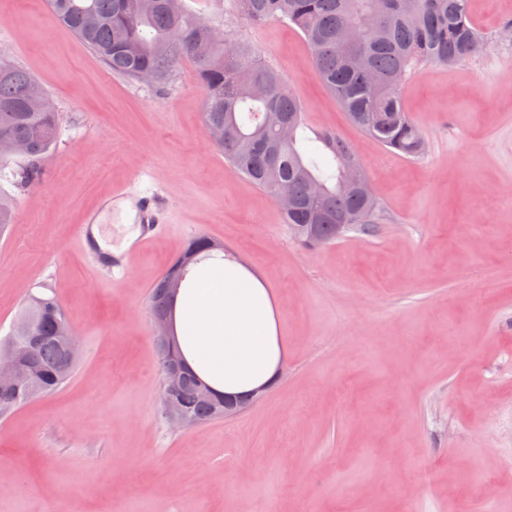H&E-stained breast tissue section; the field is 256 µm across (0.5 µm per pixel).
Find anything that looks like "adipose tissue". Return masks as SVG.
Wrapping results in <instances>:
<instances>
[{
	"mask_svg": "<svg viewBox=\"0 0 512 512\" xmlns=\"http://www.w3.org/2000/svg\"><path fill=\"white\" fill-rule=\"evenodd\" d=\"M172 321L190 370L217 394L271 385L286 355L278 302L265 280L228 253L208 259L173 302Z\"/></svg>",
	"mask_w": 512,
	"mask_h": 512,
	"instance_id": "1",
	"label": "adipose tissue"
}]
</instances>
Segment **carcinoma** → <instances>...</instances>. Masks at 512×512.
Returning <instances> with one entry per match:
<instances>
[{
  "instance_id": "cac0c4a2",
  "label": "carcinoma",
  "mask_w": 512,
  "mask_h": 512,
  "mask_svg": "<svg viewBox=\"0 0 512 512\" xmlns=\"http://www.w3.org/2000/svg\"><path fill=\"white\" fill-rule=\"evenodd\" d=\"M170 0H48L51 14L67 27L115 74L136 79L146 70L155 85H167L179 64L194 61L205 90L204 127L224 130L215 144L224 160L274 196L282 182L298 193L314 180L322 187L316 204L300 200L283 213L291 235L309 248L336 241V225L369 236L379 202L370 190L343 185V161L358 160L349 141L328 131L315 134L316 145L303 148L298 131L304 109L284 77L247 45L232 42L215 26L203 29L199 15ZM224 14L253 25L287 24L307 43L315 76L347 113L352 123L383 147L406 158L425 152L422 130L409 116L403 85L423 64L463 66L491 38L475 22L470 0H219ZM43 88L27 70L0 59V178L15 175L17 159L11 142L28 144L27 159L48 153L56 144L59 113L33 106ZM278 114L292 128L286 140L276 136L267 117ZM11 198L0 192V232L13 223ZM315 224L309 238L299 232ZM215 250L224 245L205 236L188 242L155 282L149 296L152 318L169 317V282L182 283ZM43 337L34 366L39 390L20 391L15 401L0 402L3 417L29 401L59 390L73 375L77 362L67 358L59 331L66 317L56 299L31 294L15 322ZM208 386L188 372L173 404L202 423L224 418V406L205 395Z\"/></svg>"
}]
</instances>
